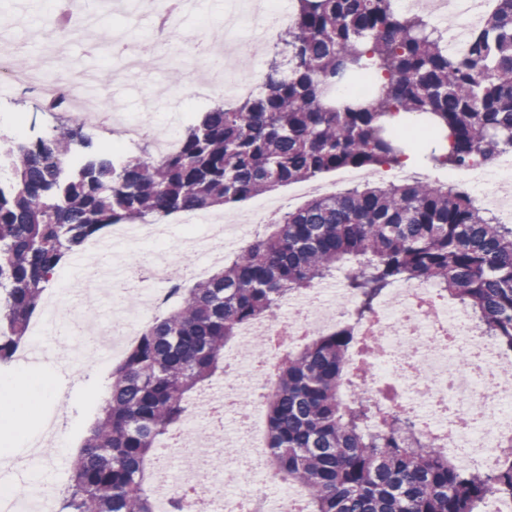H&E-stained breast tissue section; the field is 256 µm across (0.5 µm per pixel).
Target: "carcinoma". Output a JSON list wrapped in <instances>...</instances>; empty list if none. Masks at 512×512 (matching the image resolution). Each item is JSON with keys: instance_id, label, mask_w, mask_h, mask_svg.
<instances>
[{"instance_id": "obj_1", "label": "carcinoma", "mask_w": 512, "mask_h": 512, "mask_svg": "<svg viewBox=\"0 0 512 512\" xmlns=\"http://www.w3.org/2000/svg\"><path fill=\"white\" fill-rule=\"evenodd\" d=\"M265 91L201 112L181 148L159 161L108 153L67 166L82 129L0 138V362L24 343L58 266L112 224L240 202L351 167L403 165L424 154L463 169L512 148V0L448 52L420 13L392 0H295ZM369 314L394 285L425 279L470 309L512 353V224L483 216L446 183L401 181L314 196L284 213L213 275L175 288L111 373L98 416L73 461L59 512H156L147 480L160 441L196 393L224 375L241 326L274 319L281 296L329 276ZM353 338H312L276 366L266 397L271 477L303 487L306 512H479L512 498V458L462 469L413 421L346 402Z\"/></svg>"}]
</instances>
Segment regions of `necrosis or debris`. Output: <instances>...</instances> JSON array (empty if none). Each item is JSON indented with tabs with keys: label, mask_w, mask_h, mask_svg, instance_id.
Listing matches in <instances>:
<instances>
[{
	"label": "necrosis or debris",
	"mask_w": 512,
	"mask_h": 512,
	"mask_svg": "<svg viewBox=\"0 0 512 512\" xmlns=\"http://www.w3.org/2000/svg\"><path fill=\"white\" fill-rule=\"evenodd\" d=\"M395 2L402 10L423 12L436 21L458 17L459 25L448 31V47L461 53L484 12L498 0ZM41 54V69L17 70L9 37L0 38V81L49 104L68 103L73 125L126 143L150 142L151 159L179 150L177 127L158 124L149 114L101 110L97 99L83 95L84 79L70 71L58 52L46 47ZM252 89L251 79L231 73L216 78L204 62L191 69L188 84L170 89L167 97L210 100L227 91L241 95ZM467 176L475 200L511 223L512 150L473 163ZM179 222L187 228H208L206 264H185L176 254L163 263H145L142 282L134 289L140 302L114 318L113 346L135 340L167 307L182 279L205 274L226 250L247 244L254 228L250 220L213 219L201 212L183 213ZM353 308L351 295L327 279L288 292L276 320L260 319L240 329V342L224 354L223 380L197 394L195 413L158 450L153 479L157 512H167L178 488L188 491L190 512H301L303 491L263 473L268 452L263 395L269 370L267 359L255 357L253 349L267 346L275 336L283 337L281 349L286 352L309 337L350 327L356 338L349 364L350 397L387 400L393 410L410 415L423 435L438 442L461 467H492L506 456L512 441V354L487 337L466 308L441 299L428 281L391 289L366 321H354ZM53 314L78 322L88 350H95L103 330L94 315L73 311L55 293L43 315L33 320L31 335L41 336Z\"/></svg>",
	"instance_id": "obj_1"
}]
</instances>
